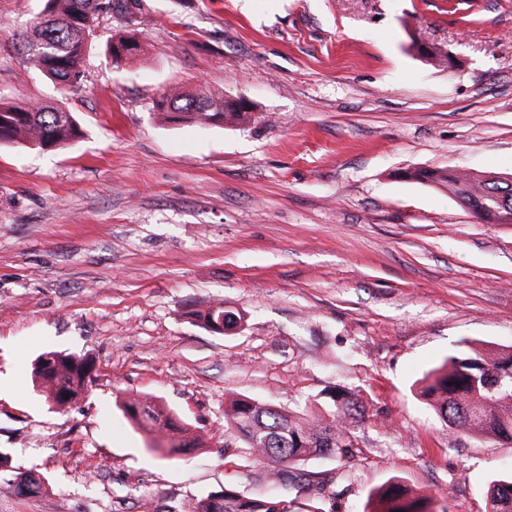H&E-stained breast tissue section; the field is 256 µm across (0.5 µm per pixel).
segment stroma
I'll return each instance as SVG.
<instances>
[{
    "label": "stroma",
    "instance_id": "1",
    "mask_svg": "<svg viewBox=\"0 0 512 512\" xmlns=\"http://www.w3.org/2000/svg\"><path fill=\"white\" fill-rule=\"evenodd\" d=\"M42 5L0 0V99L63 105L84 136L0 148V512L277 492L225 406L304 416L336 386L363 403L354 448L305 463L292 512H364L392 479L443 512H488L512 443L452 433L418 388L461 342L512 347V224L401 173H512V0H120L73 91L29 63ZM127 32L144 52L117 68L108 44ZM175 84L244 98L257 119L168 122L152 104ZM218 301L243 330L191 318ZM52 350L94 364L63 410L32 378ZM128 396L157 399L202 447L152 452ZM26 470L38 494L15 491ZM412 47L415 49L419 58L434 67H447L448 53L435 45L419 43L412 41Z\"/></svg>",
    "mask_w": 512,
    "mask_h": 512
}]
</instances>
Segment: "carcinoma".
Masks as SVG:
<instances>
[{
    "mask_svg": "<svg viewBox=\"0 0 512 512\" xmlns=\"http://www.w3.org/2000/svg\"><path fill=\"white\" fill-rule=\"evenodd\" d=\"M110 9V0H44L43 10L28 31L32 65L52 81L79 86L84 79L86 36L99 15ZM412 47L426 63L447 66L448 53L442 48L415 40ZM142 52L143 46L130 34L118 37L110 46L117 68ZM154 109L168 113L173 122L237 127L253 120L251 108L204 86L193 91L172 86L154 101ZM82 137L75 113L66 108L42 101L22 105L0 101V144L49 150L70 146ZM405 176L448 191L485 224H499L505 216H512V179L496 180L490 174L451 168H413ZM191 317L219 335L233 332L245 322L242 313L224 308L222 302L194 311ZM93 370V363L85 357L48 351L36 359L33 375L46 392L48 403L66 405L85 391ZM421 396L449 429L512 442V349L465 343L429 372ZM326 398L324 412L306 420L247 396L232 400L224 415L249 454L267 463V476L284 487L299 478L293 472L298 464L316 457L344 458L351 453L353 434L347 420L361 414L358 396L338 387L328 391ZM122 409L133 422L146 419L151 427L178 436L166 448L170 456L201 446L188 424L154 400L129 397ZM13 485L20 493L35 494L42 489V479L31 471L19 472ZM488 497L492 512H512V475L492 480ZM369 503L370 512H440L432 497L413 494L398 482L374 491ZM289 504L286 498L253 497L226 488L189 502L184 512H290Z\"/></svg>",
    "mask_w": 512,
    "mask_h": 512,
    "instance_id": "1",
    "label": "carcinoma"
}]
</instances>
